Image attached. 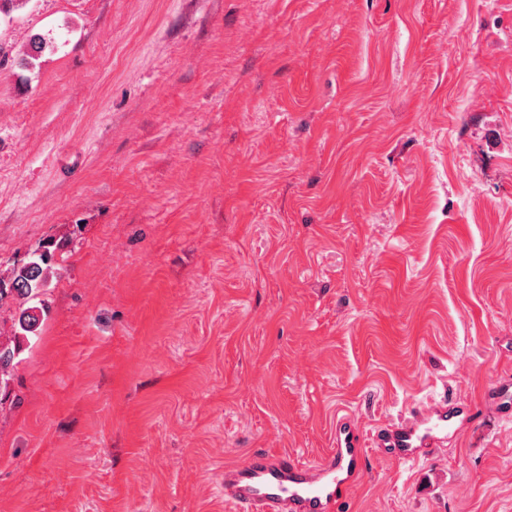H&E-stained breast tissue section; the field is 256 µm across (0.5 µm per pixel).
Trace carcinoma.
<instances>
[{"instance_id": "carcinoma-1", "label": "carcinoma", "mask_w": 512, "mask_h": 512, "mask_svg": "<svg viewBox=\"0 0 512 512\" xmlns=\"http://www.w3.org/2000/svg\"><path fill=\"white\" fill-rule=\"evenodd\" d=\"M51 256L48 251L35 253L26 262L13 267L11 285L0 287V302L10 296L16 301L14 334L8 341H0V393L8 388L9 369L29 337L36 335L41 321L44 300L41 299L46 270Z\"/></svg>"}]
</instances>
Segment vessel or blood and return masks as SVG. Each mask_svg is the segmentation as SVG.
<instances>
[{
	"instance_id": "1",
	"label": "vessel or blood",
	"mask_w": 512,
	"mask_h": 512,
	"mask_svg": "<svg viewBox=\"0 0 512 512\" xmlns=\"http://www.w3.org/2000/svg\"><path fill=\"white\" fill-rule=\"evenodd\" d=\"M479 412L490 422L512 416V381L491 387ZM468 417L443 399L386 423L369 439L352 419H339L332 448L318 461L254 450L242 463L225 466L224 501L235 512H336L366 474L368 447L417 463L439 455L449 433L460 430Z\"/></svg>"
}]
</instances>
